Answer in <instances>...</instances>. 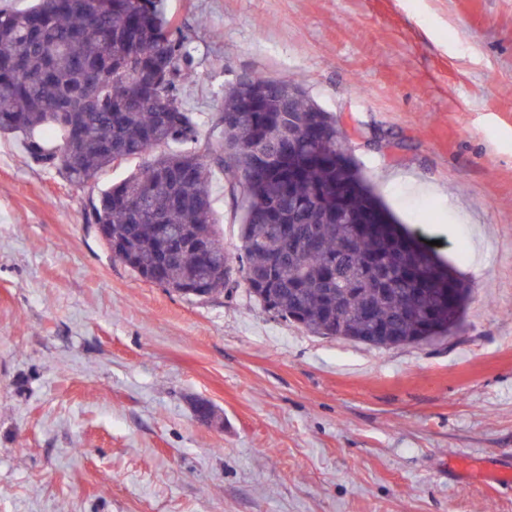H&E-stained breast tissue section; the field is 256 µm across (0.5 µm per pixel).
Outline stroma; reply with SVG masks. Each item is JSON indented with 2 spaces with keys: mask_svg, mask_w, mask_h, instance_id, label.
Listing matches in <instances>:
<instances>
[{
  "mask_svg": "<svg viewBox=\"0 0 512 512\" xmlns=\"http://www.w3.org/2000/svg\"><path fill=\"white\" fill-rule=\"evenodd\" d=\"M165 6L199 122L242 72L298 83L471 300L451 336L376 349L241 285L180 296L86 221L139 160L80 187L0 135V512H512V0ZM212 189L233 257L243 210Z\"/></svg>",
  "mask_w": 512,
  "mask_h": 512,
  "instance_id": "1",
  "label": "stroma"
}]
</instances>
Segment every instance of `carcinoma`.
<instances>
[{
    "label": "carcinoma",
    "mask_w": 512,
    "mask_h": 512,
    "mask_svg": "<svg viewBox=\"0 0 512 512\" xmlns=\"http://www.w3.org/2000/svg\"><path fill=\"white\" fill-rule=\"evenodd\" d=\"M193 66L163 0L0 10V134L77 186L142 159L99 191L87 221L107 226L123 264L159 266L163 288L200 279L209 297L236 272L267 313L315 335L378 349L451 335L471 287L401 225L364 224L383 204L342 153L336 118L301 86L254 74L265 108L245 111L249 89L228 88L204 138L181 97ZM214 166L246 202L235 268L216 227ZM159 224L206 237L211 269L179 247L159 257Z\"/></svg>",
    "instance_id": "obj_1"
}]
</instances>
